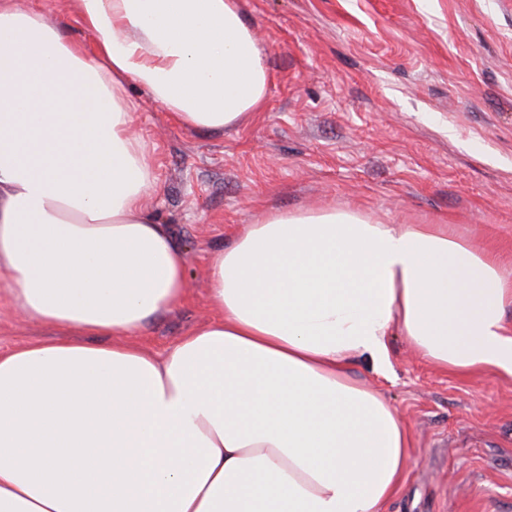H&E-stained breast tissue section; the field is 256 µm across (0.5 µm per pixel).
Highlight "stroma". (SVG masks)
Returning <instances> with one entry per match:
<instances>
[{"label": "stroma", "instance_id": "obj_1", "mask_svg": "<svg viewBox=\"0 0 512 512\" xmlns=\"http://www.w3.org/2000/svg\"><path fill=\"white\" fill-rule=\"evenodd\" d=\"M239 2L269 72L246 125L190 131L129 88L160 180L147 206L184 251L189 288L136 344L163 354L213 318L214 251L272 208L444 224L512 269V0ZM53 335L0 303L1 350ZM351 374L411 436L383 512H512V376L443 372L399 336L385 370L360 358Z\"/></svg>", "mask_w": 512, "mask_h": 512}]
</instances>
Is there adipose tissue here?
<instances>
[{
    "mask_svg": "<svg viewBox=\"0 0 512 512\" xmlns=\"http://www.w3.org/2000/svg\"><path fill=\"white\" fill-rule=\"evenodd\" d=\"M67 2L94 51L0 0V292L80 334L0 351V512H381L411 443L353 358L385 368L400 335L512 375V271L444 224L274 210L213 253L212 321L160 356L132 344L189 288L129 85L221 133L269 76L238 0Z\"/></svg>",
    "mask_w": 512,
    "mask_h": 512,
    "instance_id": "obj_1",
    "label": "adipose tissue"
}]
</instances>
